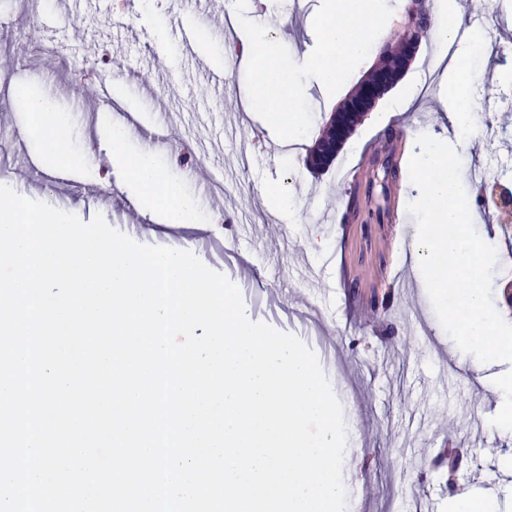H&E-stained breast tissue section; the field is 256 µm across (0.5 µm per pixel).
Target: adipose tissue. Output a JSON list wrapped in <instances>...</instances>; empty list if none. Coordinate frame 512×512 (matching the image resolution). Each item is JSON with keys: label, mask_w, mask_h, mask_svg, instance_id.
<instances>
[{"label": "adipose tissue", "mask_w": 512, "mask_h": 512, "mask_svg": "<svg viewBox=\"0 0 512 512\" xmlns=\"http://www.w3.org/2000/svg\"><path fill=\"white\" fill-rule=\"evenodd\" d=\"M122 135L105 133L102 147L111 152L113 160L130 176L133 189L143 198L168 200L165 219L170 224H194L199 220L194 201L181 187L169 181L151 162L149 157H131L122 148Z\"/></svg>", "instance_id": "adipose-tissue-1"}]
</instances>
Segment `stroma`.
Wrapping results in <instances>:
<instances>
[{
	"label": "stroma",
	"instance_id": "1",
	"mask_svg": "<svg viewBox=\"0 0 512 512\" xmlns=\"http://www.w3.org/2000/svg\"><path fill=\"white\" fill-rule=\"evenodd\" d=\"M322 0H275L273 38L295 62L311 54L312 21ZM466 30L486 42L512 45V5L456 0ZM225 0H135L124 14L114 0H0V20L20 34L36 55L30 65L0 62V138L14 150L0 157L1 180L19 195L90 221L108 224L138 243H181L240 289L251 320L298 336L317 355L349 423L343 461L347 512H449L454 484L476 494H502L497 470L505 444L488 430L495 398L458 366L463 353L444 332L411 262L413 218L388 220L393 180L401 200L419 191L408 162L419 134H442L447 76L437 71L421 108L388 118L376 105L356 126L350 145L329 167L308 169L303 159L343 93L328 94L317 80L305 84L313 130L280 140L249 112L247 56L226 55L228 39L245 41L241 27L226 29ZM114 61L112 92L127 113L112 114L83 85L102 53ZM490 73V112L481 118L476 148L461 152L463 169L479 168L512 186V53L497 63L481 58ZM27 89L47 99L68 124L61 165L33 132L31 112H12L10 95ZM174 117L176 126L165 123ZM403 139H396L399 127ZM127 130L126 152H151L158 170L196 197L206 223L198 239H174L163 221L165 202L144 214L139 197L111 158L99 151L102 129ZM204 160L185 169L183 147ZM224 174V193L205 197L202 187ZM291 188L296 212L276 211L263 200L267 189ZM475 229H494L499 270L512 269V235L493 206H481L480 187L464 185ZM336 221L325 227L323 213ZM276 223H268V216ZM320 248H312V241ZM335 256L321 262L323 251ZM456 424L469 450L454 478L436 464Z\"/></svg>",
	"mask_w": 512,
	"mask_h": 512
}]
</instances>
